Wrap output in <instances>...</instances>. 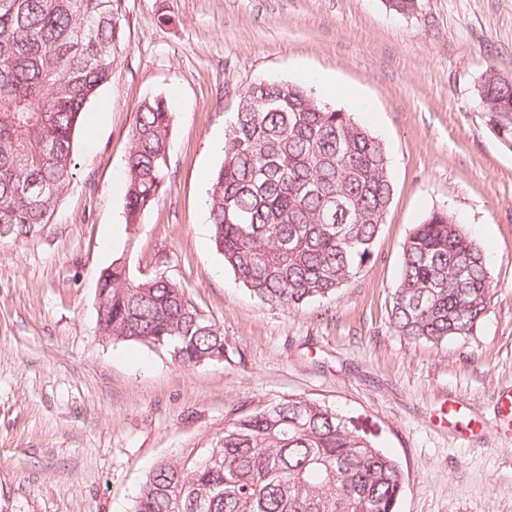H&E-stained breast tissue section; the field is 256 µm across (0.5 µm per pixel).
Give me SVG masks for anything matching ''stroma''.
I'll return each mask as SVG.
<instances>
[{
	"instance_id": "stroma-1",
	"label": "stroma",
	"mask_w": 512,
	"mask_h": 512,
	"mask_svg": "<svg viewBox=\"0 0 512 512\" xmlns=\"http://www.w3.org/2000/svg\"><path fill=\"white\" fill-rule=\"evenodd\" d=\"M111 81L74 142V178L49 224L0 239V512H131L160 457L200 448L237 408L289 395L337 408L399 461L398 512H512V151L487 129L486 69L512 79V0H122ZM311 90L389 156L394 194L371 261L336 300L300 310L254 298L212 242L210 176L240 93ZM173 114L164 188L136 227L125 169L138 105ZM448 209L493 281L473 335L436 348L389 316L402 249ZM165 275L223 329L226 359L173 363L102 338L101 271ZM466 410L448 419V401Z\"/></svg>"
}]
</instances>
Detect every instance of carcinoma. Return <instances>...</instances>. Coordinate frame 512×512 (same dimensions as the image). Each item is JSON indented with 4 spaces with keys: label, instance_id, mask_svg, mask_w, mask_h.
Listing matches in <instances>:
<instances>
[{
    "label": "carcinoma",
    "instance_id": "cac0c4a2",
    "mask_svg": "<svg viewBox=\"0 0 512 512\" xmlns=\"http://www.w3.org/2000/svg\"><path fill=\"white\" fill-rule=\"evenodd\" d=\"M122 0H0V238L50 222L74 176V137L110 82ZM484 122L512 150V83L489 69ZM172 112L142 101L130 132L126 223L159 195L169 170ZM216 251L257 299L290 309L327 302L373 257L394 186L386 147L350 113L302 87L268 82L239 99L211 176ZM493 281L480 246L445 209L403 246L390 319L442 347L473 334ZM102 337L136 342L180 365L226 356L224 332L163 275L134 279L122 258L98 280ZM397 460L354 433L330 405L289 396L237 412L205 448L161 458L132 512H396Z\"/></svg>",
    "mask_w": 512,
    "mask_h": 512
}]
</instances>
